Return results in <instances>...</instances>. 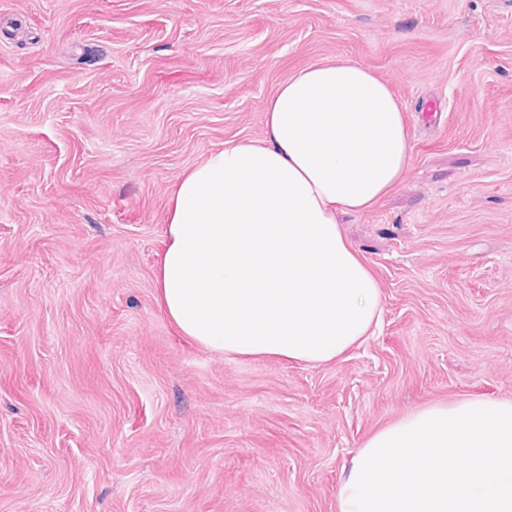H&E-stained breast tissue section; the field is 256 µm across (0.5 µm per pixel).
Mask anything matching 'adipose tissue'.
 Instances as JSON below:
<instances>
[{
	"instance_id": "ef3b65f1",
	"label": "adipose tissue",
	"mask_w": 512,
	"mask_h": 512,
	"mask_svg": "<svg viewBox=\"0 0 512 512\" xmlns=\"http://www.w3.org/2000/svg\"><path fill=\"white\" fill-rule=\"evenodd\" d=\"M405 108L346 56L293 73L259 140H228L177 178L155 271L157 301L209 350L320 364L369 335L382 293L339 229L410 166Z\"/></svg>"
}]
</instances>
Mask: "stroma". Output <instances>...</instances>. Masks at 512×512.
I'll return each mask as SVG.
<instances>
[{"instance_id":"obj_1","label":"stroma","mask_w":512,"mask_h":512,"mask_svg":"<svg viewBox=\"0 0 512 512\" xmlns=\"http://www.w3.org/2000/svg\"><path fill=\"white\" fill-rule=\"evenodd\" d=\"M336 55L412 139L342 220L380 325L204 349L154 288L176 179ZM469 397L512 399V0H0V512H338L370 435Z\"/></svg>"}]
</instances>
